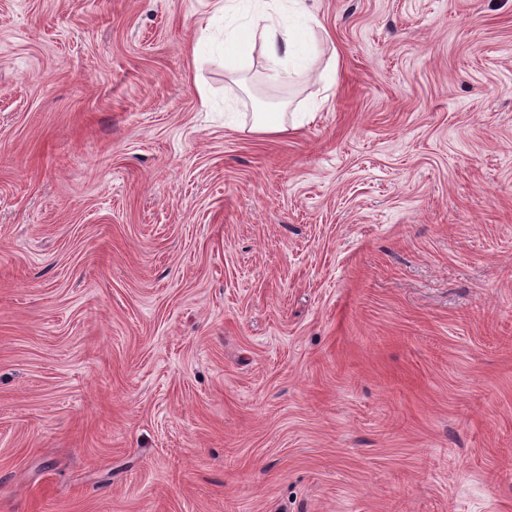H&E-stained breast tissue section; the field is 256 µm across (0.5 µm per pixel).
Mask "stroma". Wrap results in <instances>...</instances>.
<instances>
[{
	"instance_id": "obj_1",
	"label": "stroma",
	"mask_w": 512,
	"mask_h": 512,
	"mask_svg": "<svg viewBox=\"0 0 512 512\" xmlns=\"http://www.w3.org/2000/svg\"><path fill=\"white\" fill-rule=\"evenodd\" d=\"M306 4L0 0V512H512V0ZM215 14L224 17L240 12L246 24L231 38L224 40V51L220 54L224 69L235 71L245 63L243 46L259 37L264 57L272 69H287L288 76L305 65L308 50L316 41L317 29H324L313 16L305 0H214ZM272 14H277V23H270ZM255 119L251 131L264 135H277L285 133L288 128L283 120V112H258L255 113Z\"/></svg>"
}]
</instances>
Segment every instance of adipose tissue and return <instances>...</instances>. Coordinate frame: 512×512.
Returning a JSON list of instances; mask_svg holds the SVG:
<instances>
[{
  "mask_svg": "<svg viewBox=\"0 0 512 512\" xmlns=\"http://www.w3.org/2000/svg\"><path fill=\"white\" fill-rule=\"evenodd\" d=\"M214 8L219 14L239 12L246 18L245 25L224 42L221 58L231 71L245 65L242 48L257 39L273 68L296 72L304 66L321 27L305 0H215Z\"/></svg>",
  "mask_w": 512,
  "mask_h": 512,
  "instance_id": "adipose-tissue-1",
  "label": "adipose tissue"
}]
</instances>
